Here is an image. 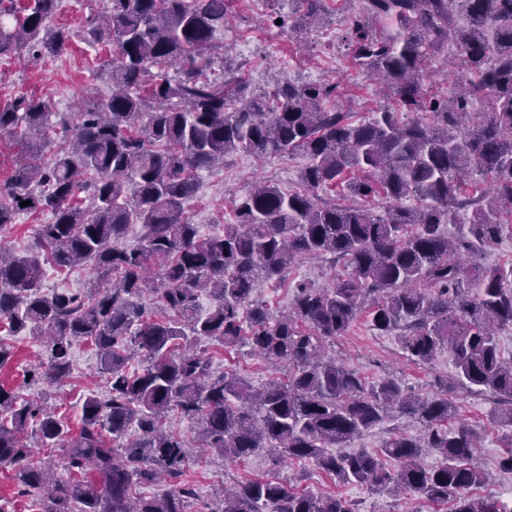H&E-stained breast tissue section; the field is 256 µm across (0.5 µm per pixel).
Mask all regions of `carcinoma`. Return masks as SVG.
<instances>
[{"label":"carcinoma","mask_w":512,"mask_h":512,"mask_svg":"<svg viewBox=\"0 0 512 512\" xmlns=\"http://www.w3.org/2000/svg\"><path fill=\"white\" fill-rule=\"evenodd\" d=\"M86 2L74 32L51 24L61 0H0V60L56 59L76 38L111 45L116 56L112 95L75 122L60 113L51 127L49 102L35 95L0 108V135L24 148L0 185V232L22 213L50 216L37 225V253L0 248V331L42 343L30 376L49 385L69 376L72 347L91 343L108 394L86 397L72 434L50 395L20 402L1 385L0 467L13 469L24 492L45 495L43 512H188L195 490L184 478V442L164 427L180 415L197 420L204 445L226 460L269 448L376 493L449 500L452 512H512V500L470 494L486 480L475 433L448 429L458 390L491 394L508 429L498 467L512 473V358L497 336L512 327V262L481 263L504 234L500 216H512V0H359L342 39L353 67L388 96L359 122L325 107L334 86L280 78L256 94L231 58L214 69L231 0H108L102 11ZM293 2V29L324 21L327 0ZM442 52L460 66L446 97L426 84ZM170 66L179 69L174 80ZM474 99L486 108L473 115ZM56 136L61 144L47 158ZM241 151L258 159L301 152L309 159L301 188L260 182L235 202L234 222L203 235L188 214L198 175ZM327 190L335 197L323 199ZM81 192L92 209L75 203ZM131 224L141 233L126 245ZM304 259L342 271L324 287L297 282L287 313L274 315L254 297L256 283L281 282ZM82 263L98 274L84 292L43 291L47 268ZM203 294L212 300L204 314ZM364 312L376 335L396 337L415 362L448 350L455 374L419 396L329 356ZM203 340L245 343L287 364L288 380L255 387L217 375L208 351L196 350ZM134 355L145 366L131 372ZM393 410L417 418L422 433L332 452ZM29 430L62 451L69 479L32 460ZM430 452L440 458L434 467L422 463ZM163 481V494H144ZM208 512L359 505L255 479L224 488Z\"/></svg>","instance_id":"cac0c4a2"}]
</instances>
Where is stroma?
I'll list each match as a JSON object with an SVG mask.
<instances>
[{"label": "stroma", "mask_w": 512, "mask_h": 512, "mask_svg": "<svg viewBox=\"0 0 512 512\" xmlns=\"http://www.w3.org/2000/svg\"><path fill=\"white\" fill-rule=\"evenodd\" d=\"M331 22L307 34L296 35L268 26L266 0H234L230 19L216 44L242 63V73L252 88L263 91L280 78L318 82L340 86L333 103L352 113L354 120H364L385 102L383 94L369 75L359 74L349 60V49L341 36L348 15L357 8L355 0H329ZM112 47L90 46L74 41L68 52L38 66L24 59L0 60V107L11 103L20 94H33L49 101L52 112L74 113L107 99L112 92L108 70L112 64ZM305 164L302 154L278 155L257 160L239 154L227 159L223 169L205 172L200 176V188L191 201L189 215L206 234L221 231L224 224L233 222V203L258 181L274 183L285 190L300 186L299 174ZM333 268L314 260H303L288 270L283 284L260 283L259 299L266 301L274 313L287 311L292 298L291 283L307 280L318 286L328 285ZM15 356L0 369V383L19 397L32 399L41 392H50L61 405L70 427H78L81 406L88 394L103 393L105 380L100 373L94 350L85 344L72 350V377L66 383L45 388L44 384L28 378L35 366L41 347L33 337H11ZM214 352V367L218 371H233L253 385L285 379L288 367L254 355L249 346L221 350L209 344ZM329 355L363 373L369 380L393 377L405 389L418 394L434 393L436 377L452 375L454 367L447 353H440L429 365L407 359L396 337L378 336L370 330L367 315H360L346 336L329 348ZM457 422L468 425L477 435L478 456L488 474L486 483L475 489L481 498H512V475L498 471L496 461L502 454L499 426L489 419L497 407L488 395L457 393ZM171 429L184 440L188 456L187 477L195 484L197 498L194 512H204L214 495L224 485L248 479H272L285 482L299 478L300 488L314 493H333L357 501L361 512H450L449 503H434L415 493L398 497L377 496L364 487L344 484L326 475L305 461H277L266 453H258L242 462H227L223 457L204 448L198 438L199 426L187 417L173 418Z\"/></svg>", "instance_id": "stroma-1"}]
</instances>
